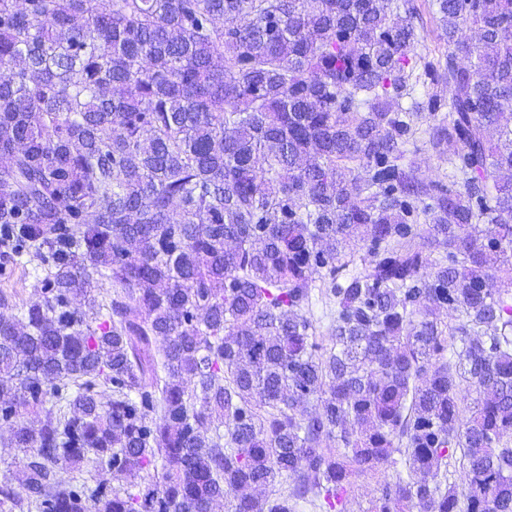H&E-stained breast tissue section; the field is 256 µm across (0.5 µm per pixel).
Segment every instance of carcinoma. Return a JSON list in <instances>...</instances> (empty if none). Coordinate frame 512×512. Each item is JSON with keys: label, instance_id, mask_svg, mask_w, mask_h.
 Here are the masks:
<instances>
[{"label": "carcinoma", "instance_id": "1", "mask_svg": "<svg viewBox=\"0 0 512 512\" xmlns=\"http://www.w3.org/2000/svg\"><path fill=\"white\" fill-rule=\"evenodd\" d=\"M87 3L0 0V251L43 271L0 512H346L362 473L367 512H512V0ZM425 132L446 183L400 163ZM350 481L352 482V496L346 505V512L366 511L374 494V480L369 475L356 474L350 478Z\"/></svg>", "mask_w": 512, "mask_h": 512}]
</instances>
